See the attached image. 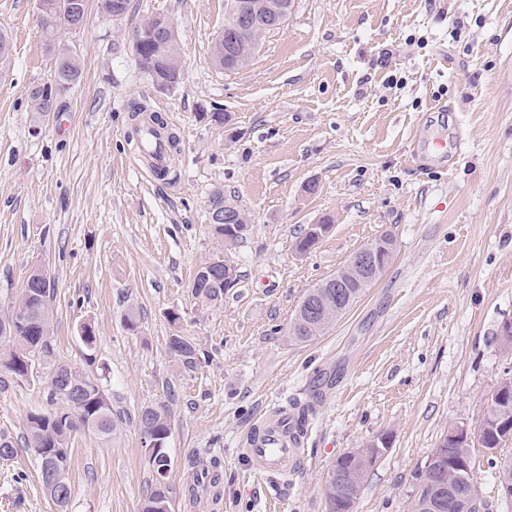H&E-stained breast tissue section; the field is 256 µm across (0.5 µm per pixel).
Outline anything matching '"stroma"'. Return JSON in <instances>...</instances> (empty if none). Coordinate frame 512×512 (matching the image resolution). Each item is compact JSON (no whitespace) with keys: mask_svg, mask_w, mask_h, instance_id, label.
Listing matches in <instances>:
<instances>
[{"mask_svg":"<svg viewBox=\"0 0 512 512\" xmlns=\"http://www.w3.org/2000/svg\"><path fill=\"white\" fill-rule=\"evenodd\" d=\"M36 11L37 0H0L11 36L0 59V312L45 268L52 360L105 378L119 419L107 443L72 434L68 512H137L153 479L137 426L146 404L171 413L172 512H327L333 461L381 435L389 448L354 512H409L431 449L451 426L477 432L512 377L501 339L512 321V0H294L235 72L211 61L224 0H131L116 19L90 0L85 26L58 35L81 82L39 123L30 91L52 83L55 59ZM156 14L173 21L184 61L167 91L134 47ZM142 106L179 140L163 175L140 156ZM218 188L251 217L225 251L209 228ZM325 219L330 232L298 253L304 228ZM386 232L393 257L361 299L315 340L289 338L305 291ZM219 251L238 279L206 307L190 281ZM174 333L195 345V369L169 352ZM46 386L0 390V433L20 444L0 459V512H57L21 445ZM295 403L313 406L297 469L249 480L248 434ZM471 449L487 512H512L483 448ZM210 467L220 495L190 498Z\"/></svg>","mask_w":512,"mask_h":512,"instance_id":"obj_1","label":"stroma"}]
</instances>
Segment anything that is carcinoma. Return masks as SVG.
Masks as SVG:
<instances>
[{
    "label": "carcinoma",
    "instance_id": "obj_1",
    "mask_svg": "<svg viewBox=\"0 0 512 512\" xmlns=\"http://www.w3.org/2000/svg\"><path fill=\"white\" fill-rule=\"evenodd\" d=\"M46 10L40 22V29L44 38V45L52 47L55 54V80L80 82L82 67L79 58L67 50H54L57 35L60 30L67 28L64 15L56 10V0H44ZM259 42L252 36H246L239 43L237 57L221 62L220 67L226 71H236L244 68L258 50ZM167 65L173 69L182 66L177 37H171L164 49ZM212 236L217 242L228 247L234 245L248 230V224H239L237 233L228 241L224 237V225L210 224ZM232 283L217 284L212 279L201 276V270H196L190 282L192 295L203 305L217 306L224 301V290ZM23 290L31 293L26 306L28 317L21 319L16 311L17 302L13 301L6 311L0 314V324L11 328V343L15 346H29L31 362L40 364L47 360L48 341L53 328L52 301L54 285L47 284L37 272L28 276ZM336 303V289L309 288L305 291L295 315L309 310H316L320 302ZM329 327L321 323L317 317L303 318V323L291 320L288 335L298 342H308L315 339ZM168 349L189 370L196 367L198 355L195 346L187 338L173 334L168 338ZM0 369L11 377L20 380H30L34 377V368H28L19 363L15 352H10L8 358L0 361ZM76 399L78 406L70 407L67 412H33L27 418L24 436L26 447L52 448V453L65 463H70L69 440L73 432L83 430L108 441L117 427L118 419L112 412V404L101 379L83 373L80 369L68 364L59 363L51 365V374L47 384L46 401L52 405L62 399L65 393ZM138 427L149 428L160 434L163 444L159 453L158 466H170L171 460L166 448L168 438L165 433L171 430V415L164 405H145L140 408L137 417ZM481 435L479 443L483 448H497L512 435V389L497 391L491 395L487 410L480 425ZM448 486L451 493L443 495L442 507L439 512H459L456 508V498L476 489L471 475H461L448 472ZM351 493L347 484L336 480L324 486V496L327 504L335 507L333 512H343L344 505ZM140 512H172L170 487L161 485L158 479H153L150 490L147 492Z\"/></svg>",
    "mask_w": 512,
    "mask_h": 512
}]
</instances>
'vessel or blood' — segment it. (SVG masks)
I'll list each match as a JSON object with an SVG mask.
<instances>
[{"label": "vessel or blood", "instance_id": "obj_1", "mask_svg": "<svg viewBox=\"0 0 512 512\" xmlns=\"http://www.w3.org/2000/svg\"><path fill=\"white\" fill-rule=\"evenodd\" d=\"M141 152L153 171L166 169L170 156L165 140L150 119H143L138 127ZM304 432L295 408L281 407L270 418L256 425L246 439L243 454L250 469L258 474H284L299 460V447Z\"/></svg>", "mask_w": 512, "mask_h": 512}]
</instances>
